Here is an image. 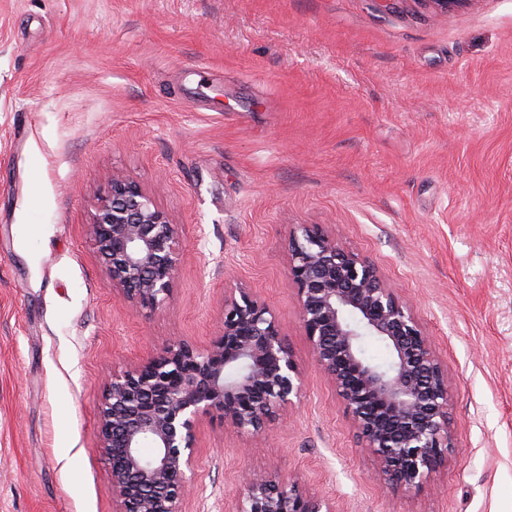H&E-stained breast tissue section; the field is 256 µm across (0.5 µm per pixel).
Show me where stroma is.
<instances>
[{"mask_svg": "<svg viewBox=\"0 0 512 512\" xmlns=\"http://www.w3.org/2000/svg\"><path fill=\"white\" fill-rule=\"evenodd\" d=\"M183 250L156 312L87 242L113 176ZM312 224L412 304L451 381L448 467L391 490L312 358L288 236ZM268 304L304 373L255 439L204 416L182 512L253 472L337 512H512V0H0V512H112L102 391L224 291Z\"/></svg>", "mask_w": 512, "mask_h": 512, "instance_id": "obj_1", "label": "stroma"}]
</instances>
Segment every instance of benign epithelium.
Returning a JSON list of instances; mask_svg holds the SVG:
<instances>
[{
    "instance_id": "7a95c632",
    "label": "benign epithelium",
    "mask_w": 512,
    "mask_h": 512,
    "mask_svg": "<svg viewBox=\"0 0 512 512\" xmlns=\"http://www.w3.org/2000/svg\"><path fill=\"white\" fill-rule=\"evenodd\" d=\"M120 299L158 309L173 291L178 225L137 183L112 177L84 225ZM288 282L319 369L362 450L392 486L418 490L448 462L450 380L435 341L378 269L310 224L288 242ZM381 341L385 361L367 355ZM303 374L267 304L246 288L224 292L206 350L173 340L112 375L98 406V438L112 475L113 512H181L195 462L199 418L212 414L254 437L286 417ZM238 512H336L294 480L254 475Z\"/></svg>"
}]
</instances>
